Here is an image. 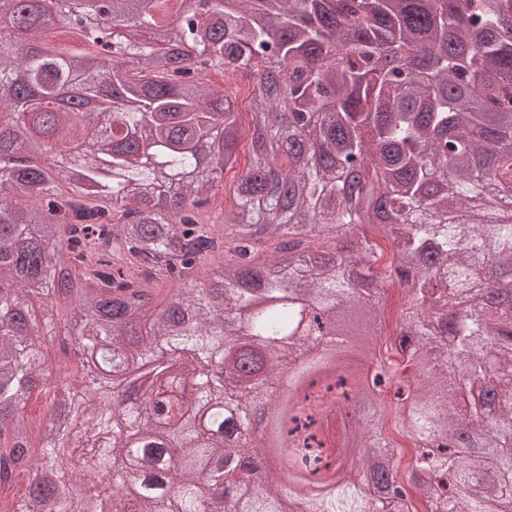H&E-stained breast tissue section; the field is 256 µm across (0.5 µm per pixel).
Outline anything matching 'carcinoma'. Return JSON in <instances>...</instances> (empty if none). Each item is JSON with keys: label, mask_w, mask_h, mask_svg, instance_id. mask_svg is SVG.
Returning <instances> with one entry per match:
<instances>
[{"label": "carcinoma", "mask_w": 512, "mask_h": 512, "mask_svg": "<svg viewBox=\"0 0 512 512\" xmlns=\"http://www.w3.org/2000/svg\"><path fill=\"white\" fill-rule=\"evenodd\" d=\"M2 17L0 123L22 131L0 140V491L28 474L13 512L47 494L52 512H282L259 474L273 446L231 442L224 382L269 403L303 319L337 343L376 336L388 283L409 297L402 363L341 350L275 416L309 512L376 508L340 463L338 397L414 442L430 512H512V0H0ZM212 70L249 73L255 99L236 203L203 224L240 139ZM68 92L97 109L55 106ZM49 144L57 160L34 161ZM372 225L393 246L383 280ZM263 238L277 257L258 264ZM55 373L47 407L80 433L32 458L16 413ZM395 457L389 442L357 471L410 512Z\"/></svg>", "instance_id": "1"}]
</instances>
